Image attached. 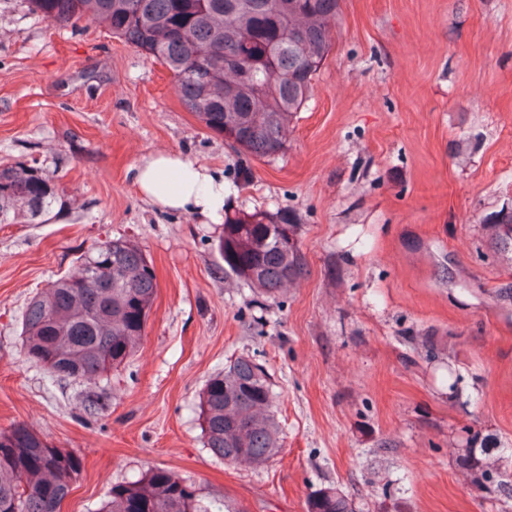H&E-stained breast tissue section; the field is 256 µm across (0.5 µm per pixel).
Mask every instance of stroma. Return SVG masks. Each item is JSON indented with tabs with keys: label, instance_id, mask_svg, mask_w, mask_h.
<instances>
[{
	"label": "stroma",
	"instance_id": "obj_1",
	"mask_svg": "<svg viewBox=\"0 0 512 512\" xmlns=\"http://www.w3.org/2000/svg\"><path fill=\"white\" fill-rule=\"evenodd\" d=\"M156 152L222 172L230 212L292 214L307 276L260 305L226 280L223 225L138 194ZM32 160L68 197L47 223L0 224V431L26 426L80 461L60 512H99L156 466L231 512H307L330 485L356 512H503L453 451L512 465V302L495 294L512 262L481 223L512 197V0H339L271 161L206 129L170 72L107 30L0 0V164ZM121 236L152 260L157 294L90 418L82 382L27 358L21 322L48 281ZM241 354L268 374L283 437L251 468L205 448L199 410Z\"/></svg>",
	"mask_w": 512,
	"mask_h": 512
}]
</instances>
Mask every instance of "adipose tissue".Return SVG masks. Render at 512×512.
Masks as SVG:
<instances>
[{"instance_id":"adipose-tissue-1","label":"adipose tissue","mask_w":512,"mask_h":512,"mask_svg":"<svg viewBox=\"0 0 512 512\" xmlns=\"http://www.w3.org/2000/svg\"><path fill=\"white\" fill-rule=\"evenodd\" d=\"M135 181L143 197L159 209L190 212L214 224L222 218L223 175L180 154L160 152L143 158Z\"/></svg>"}]
</instances>
